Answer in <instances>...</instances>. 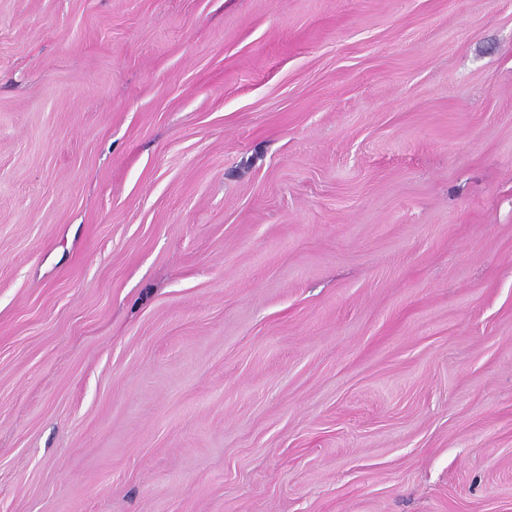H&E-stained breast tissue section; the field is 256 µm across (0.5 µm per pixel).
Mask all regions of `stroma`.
<instances>
[{"label":"stroma","mask_w":512,"mask_h":512,"mask_svg":"<svg viewBox=\"0 0 512 512\" xmlns=\"http://www.w3.org/2000/svg\"><path fill=\"white\" fill-rule=\"evenodd\" d=\"M0 512H512V0H0Z\"/></svg>","instance_id":"obj_1"}]
</instances>
